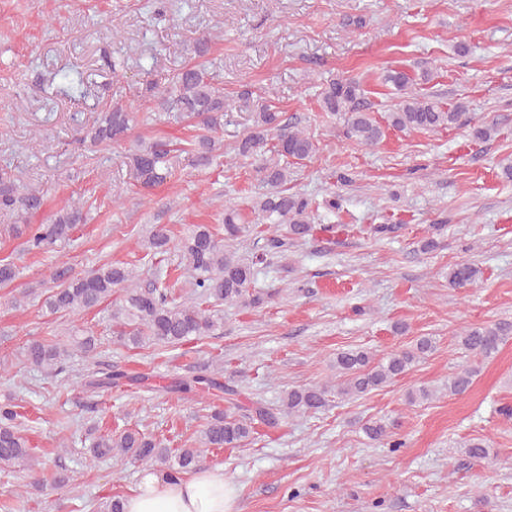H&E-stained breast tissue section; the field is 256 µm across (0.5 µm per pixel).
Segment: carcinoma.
<instances>
[{"label": "carcinoma", "mask_w": 512, "mask_h": 512, "mask_svg": "<svg viewBox=\"0 0 512 512\" xmlns=\"http://www.w3.org/2000/svg\"><path fill=\"white\" fill-rule=\"evenodd\" d=\"M383 83L392 86L399 95L395 110L388 114V126L398 131H433L458 122L464 106L444 109L428 97L410 90L411 79L403 71L389 70ZM145 94L152 98L162 112H177L191 121L204 134L191 143L201 166L210 164L217 140L214 133L224 130V117L232 104L224 98V91L215 86L202 65H191L175 73L166 86L146 81ZM365 90L351 79H331L321 92L322 111L343 119L346 135L364 145H375L384 136L381 124L366 112L363 106ZM242 107L250 110L251 126L235 146L236 155L248 158L264 151L276 155L262 171L270 186L268 193L254 201L252 210L256 223L263 225L266 240L264 252L248 261L239 257L234 242L250 225L239 223V213L224 208V237L208 224H194L178 242H173L170 230L155 224L141 241L148 255H164L170 248L180 253V265L191 277L192 295L214 307L224 303L256 307L264 302L263 294L254 290L257 266L269 257H282L288 247L311 235L312 202L288 188L290 166L311 158L318 150L310 135L286 122L282 112L267 100L253 99L252 94H240ZM136 115L123 106L111 105L98 114L89 126L80 129L81 140L104 148L121 145L130 138ZM126 166L133 185L149 191L164 183L173 174L174 160L169 145L161 141H137L126 153ZM43 205L39 190L0 171V212L23 214L38 210ZM85 221L81 207L71 204L59 209L49 224L24 225L28 231L26 247L29 251L49 253L55 246L70 240L76 225ZM480 270L472 263H459L448 271V283L454 288H465L479 281ZM55 283L45 306L52 312L78 313L112 301V321L119 327L118 341L126 347L141 348L147 344L177 346L205 336H213L224 326L214 309H203L194 301L177 302L168 288L155 283L146 287L137 282L134 270L124 264H107L87 273H74L72 268L58 265L52 272ZM512 335V323L469 326L458 335L461 349L480 360L495 355L500 344ZM434 341L422 337L411 349L397 350L387 357L375 359L360 349L336 353L334 366L341 383L337 391L344 395L362 396L405 374L422 355L434 350ZM90 360L96 355L92 336L69 335L66 339L32 340L22 351L23 363L33 370L50 376L60 374L74 356ZM478 369L468 366L448 379V394L461 395L473 382ZM223 367L209 375H194L178 385L189 392L218 391L224 394L226 407L210 415L200 431V447L171 450L136 429L98 437L91 448L92 460L115 458L146 467L163 466L162 474L177 479L198 469L203 453L210 449L238 448L257 433V428H274L281 419L293 414L317 411L325 406L329 388L311 385L293 388L285 393L280 408L273 410L260 401L252 404L250 413L238 416L237 388L221 381ZM130 380L121 368L107 369L90 375L85 386L91 390L119 387ZM18 405L0 404V468L11 465L34 467L39 460L31 455L28 440L22 434ZM464 453L477 462L491 460V451L481 439H472L464 446ZM124 497H104L93 506V512H124Z\"/></svg>", "instance_id": "obj_1"}]
</instances>
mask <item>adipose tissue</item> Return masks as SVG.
<instances>
[{
  "instance_id": "adipose-tissue-1",
  "label": "adipose tissue",
  "mask_w": 512,
  "mask_h": 512,
  "mask_svg": "<svg viewBox=\"0 0 512 512\" xmlns=\"http://www.w3.org/2000/svg\"><path fill=\"white\" fill-rule=\"evenodd\" d=\"M234 500L223 468L198 471L175 481L148 471L127 497L125 512H234Z\"/></svg>"
}]
</instances>
